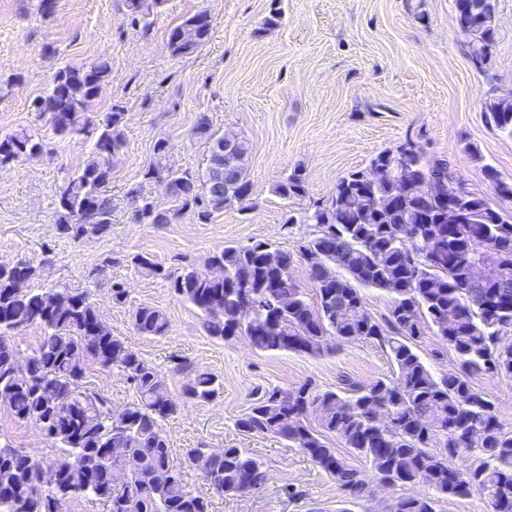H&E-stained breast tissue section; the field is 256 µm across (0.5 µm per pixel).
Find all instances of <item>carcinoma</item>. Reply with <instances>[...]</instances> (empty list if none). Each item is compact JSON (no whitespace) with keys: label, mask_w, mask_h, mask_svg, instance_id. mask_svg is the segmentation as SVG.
Returning <instances> with one entry per match:
<instances>
[{"label":"carcinoma","mask_w":512,"mask_h":512,"mask_svg":"<svg viewBox=\"0 0 512 512\" xmlns=\"http://www.w3.org/2000/svg\"><path fill=\"white\" fill-rule=\"evenodd\" d=\"M164 0H123L131 24L146 20ZM455 17L468 24L461 31L472 62L489 63L496 44L497 0H454ZM211 21L202 10L169 32L176 54H189L205 44ZM111 73L98 59L80 67L59 68L46 94L34 102L58 137L96 134L83 166L56 191L58 230L74 241L101 235L112 224L108 185L113 158L124 144V112L115 105L104 115L88 112L90 102ZM487 122L512 134V95L485 106ZM194 132L209 140L208 164L200 176L176 174L162 163L166 143L156 142L159 162L146 176L164 185L173 206L163 208L141 198L135 220L171 224L188 210L207 220L212 212L251 195L244 162L251 147L235 133L216 135L209 119L198 117ZM235 144L224 159L219 144ZM46 142L18 132L0 138V163L39 155ZM499 195L512 197V183L494 167L483 166ZM455 178L451 164L429 158L420 149L401 157L396 150L378 153L369 164L347 172L327 201L305 210V221L318 234L300 247V256L318 253L321 263L307 265L315 298L307 297L290 277L291 254L263 241L228 246L175 272L136 255L131 262L169 282L174 294L201 316L204 332L220 340L244 335L261 351L321 355L336 346L375 340L388 352L391 378L368 384L348 382L344 392L313 391L305 383L294 390L265 391L236 421L242 432L273 436L299 448L328 474L347 496L356 498L373 480L391 478L407 488L421 482L430 496L397 497V512H436L439 498H462L472 491L486 496L490 512H512V431L501 426L493 403L472 386L469 376H512V217L484 198H468L464 224H423L437 216L448 200L431 185ZM273 192L284 200L307 194L300 171L280 181ZM493 251L490 269L473 280L469 267ZM339 266L343 274L336 273ZM39 267L20 259L0 265V402L19 422L47 418L53 441L62 448L54 463L55 479L44 481L38 461L5 443L0 445V512H62L68 499L99 502L106 512H210V501L185 489L181 472L171 465L170 446L161 422L174 416L179 403L165 388L161 373L102 320L87 292L64 288H16L17 279L33 281ZM389 298L388 312L378 320L366 310L363 290ZM288 295V307L278 304ZM136 331L163 336L165 313L141 305L132 314ZM38 325L43 336L26 368L15 365V335ZM439 336L457 357L461 372L434 374L416 350L426 333ZM127 374L138 398L122 416L112 415V400L83 386L89 365ZM183 395L210 400L220 388L218 376L193 370ZM381 404L389 415L385 426L371 422ZM318 417L319 428L308 419ZM332 433L357 457L362 470L348 463L326 441ZM439 442L444 453L430 451ZM187 458L201 462L213 491L240 495L261 488L267 479L264 462L244 448H226L210 456L191 448Z\"/></svg>","instance_id":"1"}]
</instances>
